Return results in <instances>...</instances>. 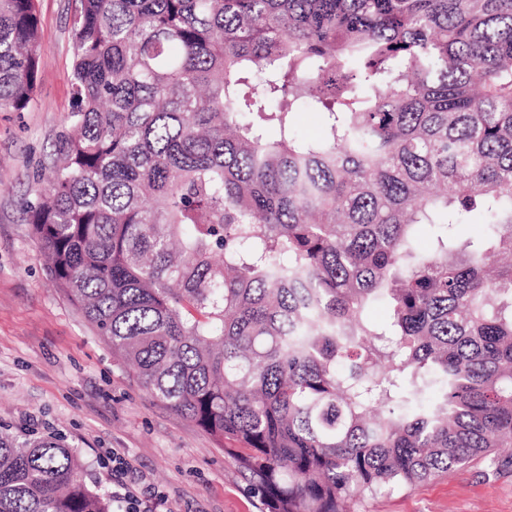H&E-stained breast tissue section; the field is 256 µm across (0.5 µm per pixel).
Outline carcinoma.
Listing matches in <instances>:
<instances>
[{"label":"carcinoma","instance_id":"obj_1","mask_svg":"<svg viewBox=\"0 0 512 512\" xmlns=\"http://www.w3.org/2000/svg\"><path fill=\"white\" fill-rule=\"evenodd\" d=\"M73 32L26 203L47 274L265 512L511 471L512 0H80ZM38 35L0 0V110ZM0 512L112 501L62 439L0 433ZM297 127L299 133L309 139L320 138L325 132L321 117L314 112L298 114Z\"/></svg>","mask_w":512,"mask_h":512}]
</instances>
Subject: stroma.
I'll return each mask as SVG.
<instances>
[{"mask_svg":"<svg viewBox=\"0 0 512 512\" xmlns=\"http://www.w3.org/2000/svg\"><path fill=\"white\" fill-rule=\"evenodd\" d=\"M78 0H38L37 90L21 112H0V431L56 435L87 465L90 487L112 490V455L159 512H264L217 441L175 413L120 365L46 273L27 221L76 101L73 20ZM471 463L409 490L358 499L357 512H512V472Z\"/></svg>","mask_w":512,"mask_h":512,"instance_id":"obj_1","label":"stroma"}]
</instances>
